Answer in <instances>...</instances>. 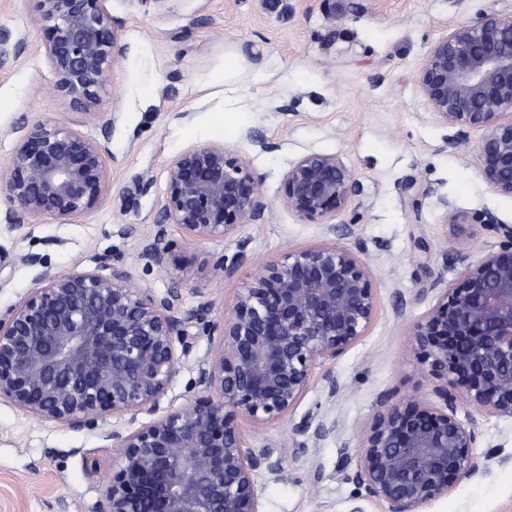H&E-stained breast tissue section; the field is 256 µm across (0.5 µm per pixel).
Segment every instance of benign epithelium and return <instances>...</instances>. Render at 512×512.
<instances>
[{
    "label": "benign epithelium",
    "mask_w": 512,
    "mask_h": 512,
    "mask_svg": "<svg viewBox=\"0 0 512 512\" xmlns=\"http://www.w3.org/2000/svg\"><path fill=\"white\" fill-rule=\"evenodd\" d=\"M47 22L43 53L58 96L74 109L101 100L116 58L121 23L107 0H38ZM418 83L435 118L463 137L483 132L481 175L512 196V16L482 12L430 48ZM0 196L37 220L70 221L105 194L101 147L53 121L24 120ZM360 191L337 155L308 153L289 168L281 201L303 221L328 224ZM257 182L242 156L219 144L193 146L167 165L161 222L140 256L166 265V225L192 239L233 233L263 218ZM479 223L500 238L497 250L464 264L460 282L436 279V305L413 336L440 405H383L361 443L355 474L366 497L389 512H423L476 470L470 449L476 420L512 419V224L486 213ZM250 263L241 249L221 263L230 276ZM108 269H44L39 287L0 314V401L74 430L109 417L154 415L131 432L108 435L115 452L96 512H260L255 475L276 470L288 448H247L238 420L264 426L286 418L317 364L334 361L371 323L375 302L360 252L329 241L288 251L256 269L224 317L219 342L198 367L209 392L158 414L188 353V321L175 315L177 291L157 300ZM322 440L336 422L313 416L294 428Z\"/></svg>",
    "instance_id": "benign-epithelium-1"
}]
</instances>
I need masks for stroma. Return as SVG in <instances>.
I'll list each match as a JSON object with an SVG mask.
<instances>
[{"mask_svg":"<svg viewBox=\"0 0 512 512\" xmlns=\"http://www.w3.org/2000/svg\"><path fill=\"white\" fill-rule=\"evenodd\" d=\"M122 22L124 50L114 84L90 110H76L54 90L41 45L46 30L38 0H0V41L21 44L0 65V171L21 120L64 123L99 144L108 188L82 218L31 222L0 198V312L38 286L43 268L94 269L100 258L127 269L134 286L161 298L178 289L175 313L192 318V347L160 404L167 411L202 396L198 365L218 338L237 293L255 267L293 250L336 241L363 246L375 298L374 317L361 340L336 361L315 366L290 415L264 427L241 421L249 448L288 447L281 470H260L255 490L262 512H341L363 494L355 479L360 445L384 404L408 399L433 406L435 380L411 335L431 309L438 277L459 280L463 264L495 251L492 227L447 224L444 205L465 216L493 213L512 224V197L479 174L481 131L454 136L434 119L417 83L430 47L484 10L512 15V0H108ZM242 67L233 92L220 77L227 53ZM242 110L244 122L220 131L224 112ZM262 133L272 149L250 143ZM222 143L246 159L259 182L264 217L230 235L201 242L168 225L167 269L146 266L140 243L159 221L167 192V165L184 149ZM339 156L361 184L336 217L335 231L300 220L280 203L288 168L301 156ZM428 244L419 251L416 241ZM246 248L251 265L226 276L217 262ZM36 254L43 265L23 263ZM341 385L329 399L326 376ZM337 421L322 440L295 434L304 417ZM140 414L99 429L48 423L0 401V512H94L112 466L106 435L135 430ZM472 455L476 471L425 512H512V421L479 417ZM102 474L89 477L86 458Z\"/></svg>","mask_w":512,"mask_h":512,"instance_id":"1","label":"stroma"}]
</instances>
